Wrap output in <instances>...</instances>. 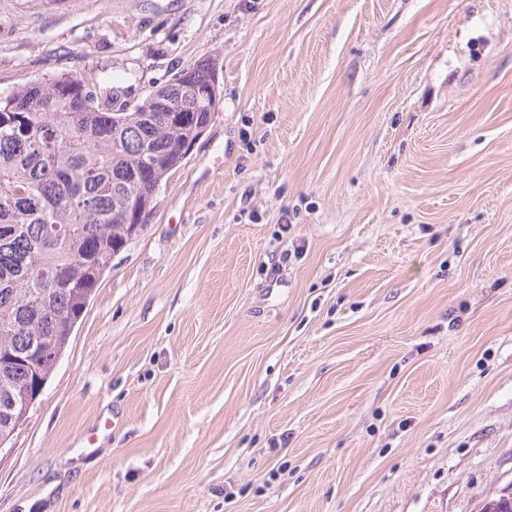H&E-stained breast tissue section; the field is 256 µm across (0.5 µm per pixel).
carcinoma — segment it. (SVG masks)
<instances>
[{
    "label": "carcinoma",
    "instance_id": "carcinoma-1",
    "mask_svg": "<svg viewBox=\"0 0 512 512\" xmlns=\"http://www.w3.org/2000/svg\"><path fill=\"white\" fill-rule=\"evenodd\" d=\"M211 71L193 62L134 109L104 75L0 92V437L13 399L48 380L161 182L199 137Z\"/></svg>",
    "mask_w": 512,
    "mask_h": 512
}]
</instances>
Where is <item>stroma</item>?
<instances>
[{
    "label": "stroma",
    "mask_w": 512,
    "mask_h": 512,
    "mask_svg": "<svg viewBox=\"0 0 512 512\" xmlns=\"http://www.w3.org/2000/svg\"><path fill=\"white\" fill-rule=\"evenodd\" d=\"M198 59L216 114L0 512H481L512 488V0H0V91L138 103Z\"/></svg>",
    "instance_id": "35a3bbf8"
}]
</instances>
